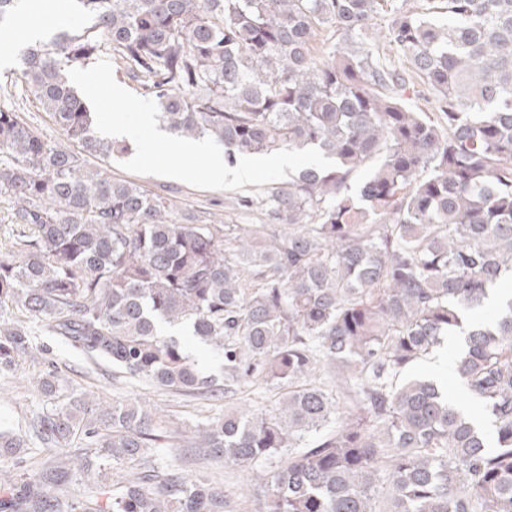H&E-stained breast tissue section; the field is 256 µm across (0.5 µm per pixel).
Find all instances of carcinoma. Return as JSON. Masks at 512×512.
Masks as SVG:
<instances>
[{
  "label": "carcinoma",
  "mask_w": 512,
  "mask_h": 512,
  "mask_svg": "<svg viewBox=\"0 0 512 512\" xmlns=\"http://www.w3.org/2000/svg\"><path fill=\"white\" fill-rule=\"evenodd\" d=\"M76 2L95 24L28 47L23 77L84 151L115 146L67 71L107 45L171 130L213 137L228 162L317 147L336 166L239 197L263 224L175 222L165 198L0 104V194L18 220L0 256V374L34 355L39 326L115 379L209 402L277 392L270 413L226 406L185 429L195 456L251 469L261 512H377L382 483L386 512H512V300L469 319L512 277V0ZM381 13L442 121L405 106L404 77L369 42ZM324 28L338 42L318 58ZM455 331L453 373L488 431L435 381L406 378ZM36 387L27 431L0 432V512H227L223 481L169 467L161 448L181 444L146 403L98 402L56 368ZM32 438L38 467L12 473ZM283 448L288 463L265 470ZM94 472V494H60Z\"/></svg>",
  "instance_id": "1"
}]
</instances>
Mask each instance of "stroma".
<instances>
[{"instance_id": "stroma-1", "label": "stroma", "mask_w": 512, "mask_h": 512, "mask_svg": "<svg viewBox=\"0 0 512 512\" xmlns=\"http://www.w3.org/2000/svg\"><path fill=\"white\" fill-rule=\"evenodd\" d=\"M82 21L83 17L72 0H20L12 24L16 27H38L51 34L58 26L70 28ZM27 46L24 39L15 40L11 62L0 66V85L11 88L10 105L22 112L27 122L37 127L47 140L72 148V141L53 124L48 114L38 110L23 94L22 55ZM100 168L112 178L135 182L150 193L168 199L172 204L170 216L175 220L189 212L202 224L214 220L225 224H260L264 221L261 210L246 212L237 208L236 194L232 191L198 189L173 179L130 173L121 168L120 159L116 156L101 163ZM36 342L39 350L33 357L22 360L12 374L0 377V429L24 430L28 418L43 405L32 381L54 366L58 367L62 378L89 396L106 394L123 400L149 398L159 408L168 411L181 427L203 415L199 402L191 398L171 392H155L138 383L113 381L110 369L90 364L77 350L55 337L42 335ZM461 350L458 344L445 345L440 353L415 364L412 371L447 383L449 399H457L462 388L453 375L452 365ZM211 471L224 480V493L231 512H257L260 496L251 487L247 468L217 464Z\"/></svg>"}]
</instances>
